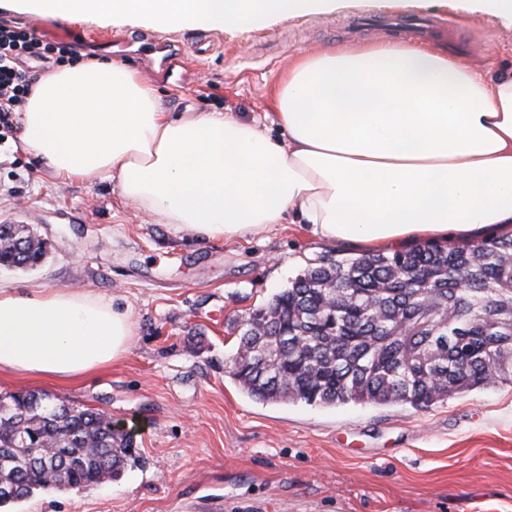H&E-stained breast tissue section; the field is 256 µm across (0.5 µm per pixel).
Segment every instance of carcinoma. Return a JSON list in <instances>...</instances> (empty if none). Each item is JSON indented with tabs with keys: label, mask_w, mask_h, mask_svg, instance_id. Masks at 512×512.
Wrapping results in <instances>:
<instances>
[{
	"label": "carcinoma",
	"mask_w": 512,
	"mask_h": 512,
	"mask_svg": "<svg viewBox=\"0 0 512 512\" xmlns=\"http://www.w3.org/2000/svg\"><path fill=\"white\" fill-rule=\"evenodd\" d=\"M26 225L0 224V266L41 262ZM228 373L263 403L427 408L512 384V235L454 248L332 254L239 321ZM67 464L44 468L46 442ZM133 440L96 408L0 395V507L117 479Z\"/></svg>",
	"instance_id": "1"
}]
</instances>
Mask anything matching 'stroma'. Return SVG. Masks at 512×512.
Instances as JSON below:
<instances>
[{"label":"stroma","mask_w":512,"mask_h":512,"mask_svg":"<svg viewBox=\"0 0 512 512\" xmlns=\"http://www.w3.org/2000/svg\"><path fill=\"white\" fill-rule=\"evenodd\" d=\"M433 24L435 42L463 63L512 70V29L440 8H351L262 30L206 33L212 50L177 86L139 56L120 63L154 88L166 111L251 118L304 51L399 40L391 22ZM112 26L48 21L43 39L71 44L80 63L109 61L78 38ZM0 224H26L47 244L32 270L0 268V285L89 292L131 306L128 353L85 378L59 382L0 372V392L43 391L105 412L129 432L143 464L114 481L36 492L9 512H512V384L430 407L301 401L263 403L226 373L236 321L266 304L321 256L361 246L277 224L243 240L207 239L161 224L112 183L63 180L18 132L0 146Z\"/></svg>","instance_id":"stroma-1"}]
</instances>
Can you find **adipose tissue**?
Wrapping results in <instances>:
<instances>
[{"label":"adipose tissue","instance_id":"ef3b65f1","mask_svg":"<svg viewBox=\"0 0 512 512\" xmlns=\"http://www.w3.org/2000/svg\"><path fill=\"white\" fill-rule=\"evenodd\" d=\"M354 0H18L60 21L233 33L351 8ZM437 6L512 28V0H367ZM265 119L164 111L111 62L58 68L26 102L20 141L65 180L111 182L159 222L251 237L288 221L322 240L395 247L512 223V73L445 50L336 43L301 54ZM130 308L78 292L0 287V372L57 381L128 351Z\"/></svg>","mask_w":512,"mask_h":512}]
</instances>
